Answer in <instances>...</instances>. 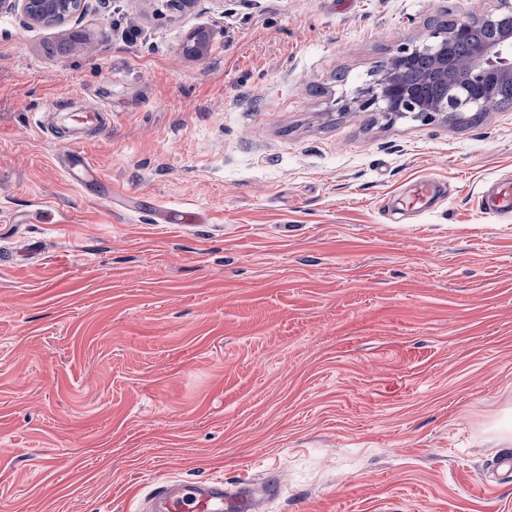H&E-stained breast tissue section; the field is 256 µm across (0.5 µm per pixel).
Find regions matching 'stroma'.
<instances>
[{"mask_svg": "<svg viewBox=\"0 0 512 512\" xmlns=\"http://www.w3.org/2000/svg\"><path fill=\"white\" fill-rule=\"evenodd\" d=\"M88 5L66 55L0 16V512L269 470L264 512H512V214L478 200L512 177V108L338 104L442 14L512 0ZM102 101L88 175L59 140ZM112 119V111L103 104L81 111L69 113V123L78 130L104 129ZM436 189L435 181L431 178L418 180L410 193L402 198L401 204L407 209H426L433 198Z\"/></svg>", "mask_w": 512, "mask_h": 512, "instance_id": "1", "label": "stroma"}]
</instances>
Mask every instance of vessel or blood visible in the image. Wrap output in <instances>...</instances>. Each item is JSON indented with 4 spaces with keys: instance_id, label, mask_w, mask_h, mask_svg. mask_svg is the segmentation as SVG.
<instances>
[{
    "instance_id": "b4317fda",
    "label": "vessel or blood",
    "mask_w": 512,
    "mask_h": 512,
    "mask_svg": "<svg viewBox=\"0 0 512 512\" xmlns=\"http://www.w3.org/2000/svg\"><path fill=\"white\" fill-rule=\"evenodd\" d=\"M111 119V110L102 104L68 116L69 123L79 130L106 128ZM435 189L433 179L418 180L410 193L403 197V207L427 208ZM479 203L488 214L511 213L512 180L487 187ZM254 485V480L249 477L241 478L231 490L217 478L202 482L162 481L151 493L147 512H262V501L257 497Z\"/></svg>"
}]
</instances>
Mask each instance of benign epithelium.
<instances>
[{
    "label": "benign epithelium",
    "mask_w": 512,
    "mask_h": 512,
    "mask_svg": "<svg viewBox=\"0 0 512 512\" xmlns=\"http://www.w3.org/2000/svg\"><path fill=\"white\" fill-rule=\"evenodd\" d=\"M86 0H0V15L22 14L31 24L64 29L61 50L88 42V35L66 28ZM476 30L487 36L472 39ZM210 31L190 32L185 51L203 55ZM512 84V9L467 14L432 29L422 44L400 43L379 64L372 78L352 88L347 105L383 113L391 120L446 121L466 112L498 108L495 89Z\"/></svg>",
    "instance_id": "benign-epithelium-1"
}]
</instances>
